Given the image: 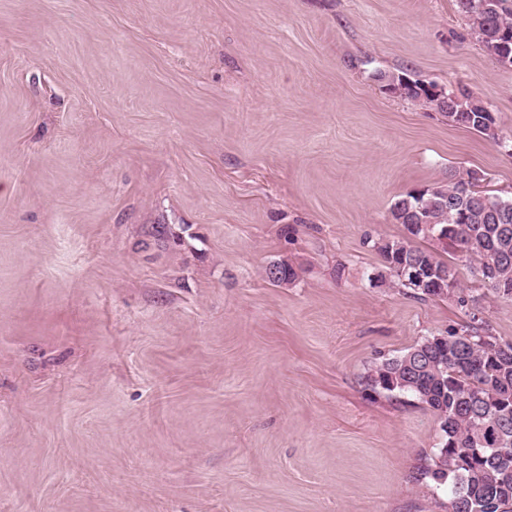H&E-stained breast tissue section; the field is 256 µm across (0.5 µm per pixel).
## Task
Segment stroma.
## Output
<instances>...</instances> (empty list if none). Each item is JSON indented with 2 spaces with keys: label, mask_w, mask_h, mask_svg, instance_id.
<instances>
[{
  "label": "stroma",
  "mask_w": 512,
  "mask_h": 512,
  "mask_svg": "<svg viewBox=\"0 0 512 512\" xmlns=\"http://www.w3.org/2000/svg\"><path fill=\"white\" fill-rule=\"evenodd\" d=\"M468 30L456 0H0V512H448L435 415L365 376L470 311L367 277L407 193L512 197V151L380 79L511 142ZM387 84V89L395 95L413 101L433 104L439 112L448 116V122L473 130L495 143L498 141L496 119L485 103L473 93L460 90L458 93H448L442 99L431 96L427 85L420 80L407 75L381 76ZM436 86V85H435Z\"/></svg>",
  "instance_id": "stroma-1"
}]
</instances>
